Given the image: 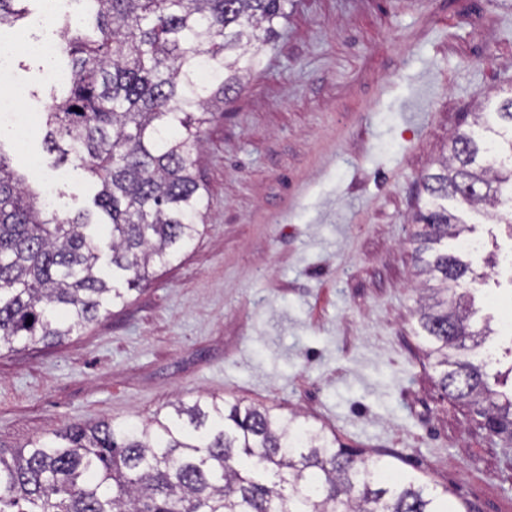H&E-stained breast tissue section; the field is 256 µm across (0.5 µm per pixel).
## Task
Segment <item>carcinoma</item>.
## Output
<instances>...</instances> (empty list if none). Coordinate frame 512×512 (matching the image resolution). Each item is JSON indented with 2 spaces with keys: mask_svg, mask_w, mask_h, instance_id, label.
<instances>
[{
  "mask_svg": "<svg viewBox=\"0 0 512 512\" xmlns=\"http://www.w3.org/2000/svg\"><path fill=\"white\" fill-rule=\"evenodd\" d=\"M0 0V27L24 14ZM288 0H92L64 20L65 83L47 89L46 143L99 185L65 215L0 148V350L61 343L127 303L199 235L206 194L197 155L215 108L260 67ZM81 112L74 111V108ZM416 235V315L439 388L512 446V392L477 353L471 265L443 243L468 230L448 208L512 215V97L451 141L425 177ZM32 324H27V320ZM0 512H452L448 489L370 460L279 407L199 395L151 417L70 426L5 453Z\"/></svg>",
  "mask_w": 512,
  "mask_h": 512,
  "instance_id": "obj_1",
  "label": "carcinoma"
}]
</instances>
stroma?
I'll return each mask as SVG.
<instances>
[{
    "instance_id": "35a3bbf8",
    "label": "stroma",
    "mask_w": 512,
    "mask_h": 512,
    "mask_svg": "<svg viewBox=\"0 0 512 512\" xmlns=\"http://www.w3.org/2000/svg\"><path fill=\"white\" fill-rule=\"evenodd\" d=\"M258 74L229 94L197 176L206 224L110 317L58 345L0 352V449L65 427L151 416L209 394L298 411L351 448L448 490L462 512H512V447L448 397L414 315L423 178L479 102L512 95V0H288ZM53 60L19 54L34 96ZM68 213L96 184L44 147ZM478 321L512 385V228L466 210Z\"/></svg>"
}]
</instances>
